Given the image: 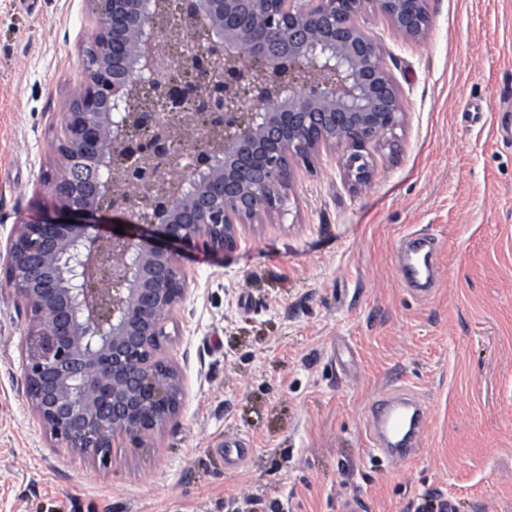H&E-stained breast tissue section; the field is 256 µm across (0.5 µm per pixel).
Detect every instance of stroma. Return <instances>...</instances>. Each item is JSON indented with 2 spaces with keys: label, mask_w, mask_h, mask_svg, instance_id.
I'll use <instances>...</instances> for the list:
<instances>
[{
  "label": "stroma",
  "mask_w": 512,
  "mask_h": 512,
  "mask_svg": "<svg viewBox=\"0 0 512 512\" xmlns=\"http://www.w3.org/2000/svg\"><path fill=\"white\" fill-rule=\"evenodd\" d=\"M423 39L365 17L405 105L364 190L341 152L295 172L236 249L185 262L163 355L179 417L101 467L55 447L29 406L28 318L0 289V512H512V0H431ZM96 19L87 0H0V248L17 217L56 214L63 115ZM437 238L438 284L398 273L405 237ZM424 401L420 449H370L384 393ZM247 454L224 460V439Z\"/></svg>",
  "instance_id": "1"
}]
</instances>
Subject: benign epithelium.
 Instances as JSON below:
<instances>
[{"mask_svg":"<svg viewBox=\"0 0 512 512\" xmlns=\"http://www.w3.org/2000/svg\"><path fill=\"white\" fill-rule=\"evenodd\" d=\"M88 2L97 29L57 145L60 211L14 224L0 280L29 316L37 422L106 467L116 440L143 448L183 408L162 349L187 299L184 252L235 248L323 147L344 149V177L365 188L404 109L361 18L417 40L431 16L429 0H178L206 38L183 40L191 79L176 83L156 0ZM142 87L162 110L130 108Z\"/></svg>","mask_w":512,"mask_h":512,"instance_id":"7a95c632","label":"benign epithelium"}]
</instances>
